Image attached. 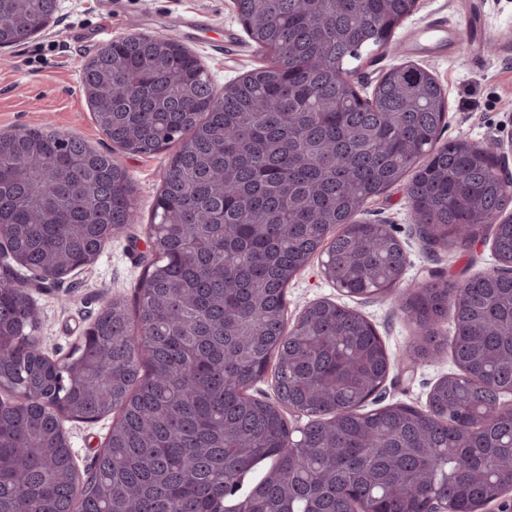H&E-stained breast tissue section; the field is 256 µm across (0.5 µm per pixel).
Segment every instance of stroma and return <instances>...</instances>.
<instances>
[{"instance_id":"1","label":"stroma","mask_w":512,"mask_h":512,"mask_svg":"<svg viewBox=\"0 0 512 512\" xmlns=\"http://www.w3.org/2000/svg\"><path fill=\"white\" fill-rule=\"evenodd\" d=\"M482 30L489 37L479 51L469 45V16L458 0H419L418 7L397 29L391 46L365 59L358 83L375 85L390 68L413 63L429 71L446 92L447 125L442 140L458 137L480 144L496 138L512 141V0H473ZM205 15L207 27L183 30L181 21ZM112 20V35L132 32L172 37L195 54L217 89L266 62L240 23L233 0H60L54 23L26 43L0 50V133L47 125L64 135L82 139L90 148L111 152L114 162L131 179L137 220L112 236L92 266L50 286L28 278L25 286L35 300L41 320L38 336L44 352L54 358L70 354L107 299L133 301L152 259L146 233L172 149L140 155L113 151L96 123L82 88V70L107 42L99 30ZM442 20L447 45L425 48L415 41L434 20ZM368 220L391 225L402 243L407 264L401 285L411 289L437 273L448 282L488 272L494 257L488 233L467 249L433 250L418 233L404 186L396 185L371 199ZM320 257H313L288 284V323H295L311 303L329 300L361 312L376 327L392 357L404 356L413 326L388 302L341 295L322 276ZM451 355L415 363L410 371L391 370L381 401L425 407L433 385L456 372ZM112 421H68L64 431L79 468H87L109 435Z\"/></svg>"}]
</instances>
